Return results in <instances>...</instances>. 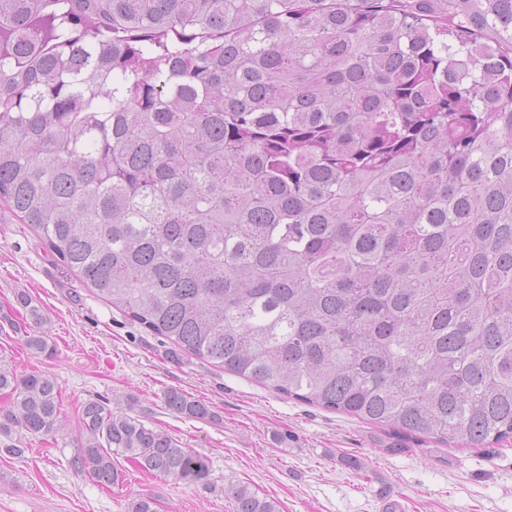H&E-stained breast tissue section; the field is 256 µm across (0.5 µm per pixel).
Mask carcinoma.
Masks as SVG:
<instances>
[{"label": "carcinoma", "instance_id": "1", "mask_svg": "<svg viewBox=\"0 0 512 512\" xmlns=\"http://www.w3.org/2000/svg\"><path fill=\"white\" fill-rule=\"evenodd\" d=\"M0 207L176 356L512 438V0H0ZM0 392L1 452L60 430L49 376L0 359ZM114 456L207 475L90 400L72 465L109 487Z\"/></svg>", "mask_w": 512, "mask_h": 512}]
</instances>
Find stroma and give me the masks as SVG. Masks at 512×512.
<instances>
[{
    "instance_id": "35a3bbf8",
    "label": "stroma",
    "mask_w": 512,
    "mask_h": 512,
    "mask_svg": "<svg viewBox=\"0 0 512 512\" xmlns=\"http://www.w3.org/2000/svg\"><path fill=\"white\" fill-rule=\"evenodd\" d=\"M43 314L27 319L21 298ZM49 337L54 351L28 348ZM167 339L129 319L47 252L36 232L0 209V358L18 375H49L60 392L63 427L27 436L21 456L0 453V512H128L152 498L157 512H233L226 489L241 484L279 512H512V442L449 449L385 431L358 418L303 404L211 364L172 358ZM176 390L211 412L187 419L165 405ZM161 429L208 466L192 483L116 458L117 485L75 472L85 402Z\"/></svg>"
}]
</instances>
